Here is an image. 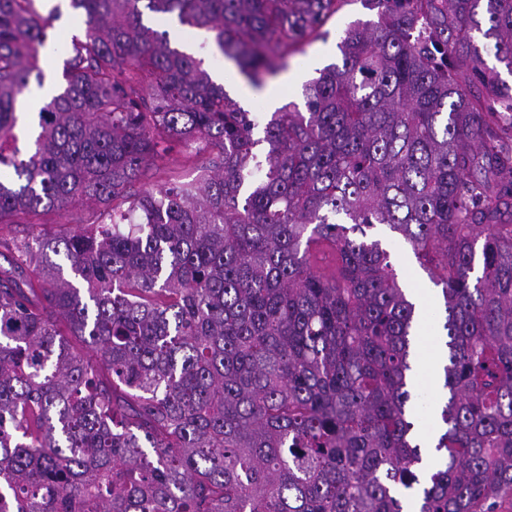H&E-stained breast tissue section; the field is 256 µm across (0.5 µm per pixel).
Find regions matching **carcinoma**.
<instances>
[{
  "label": "carcinoma",
  "instance_id": "carcinoma-1",
  "mask_svg": "<svg viewBox=\"0 0 512 512\" xmlns=\"http://www.w3.org/2000/svg\"><path fill=\"white\" fill-rule=\"evenodd\" d=\"M66 2L86 31L30 112L62 4L0 0V224L130 206L0 268V512H512V86L480 51L512 73V0H364L378 20L260 140L145 14L260 88L347 0ZM174 142L202 174L131 193ZM378 226L444 305L430 462L419 309ZM415 393L421 430L425 423L430 421L433 425V434L437 426L433 410L446 401V394L442 385L441 388L439 386L438 375L436 377L427 366L418 369L415 374Z\"/></svg>",
  "mask_w": 512,
  "mask_h": 512
}]
</instances>
